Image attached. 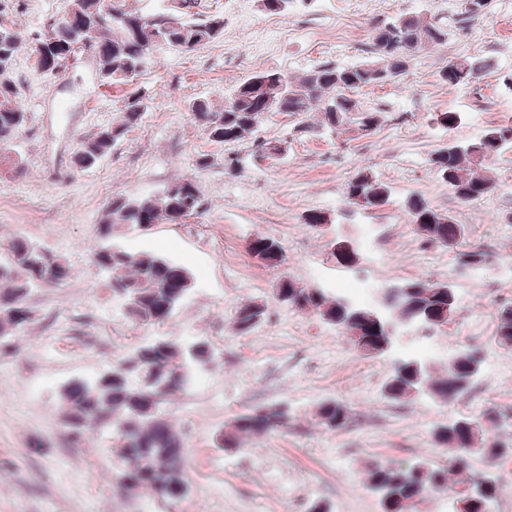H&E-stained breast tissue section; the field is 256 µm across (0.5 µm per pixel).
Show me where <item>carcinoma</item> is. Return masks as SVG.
<instances>
[{"mask_svg":"<svg viewBox=\"0 0 512 512\" xmlns=\"http://www.w3.org/2000/svg\"><path fill=\"white\" fill-rule=\"evenodd\" d=\"M72 20L52 49L43 45V35L31 42V51L42 65L54 70L60 61L77 54L78 43L89 42L96 51L98 75L105 85L127 87L122 119L116 125L100 129L83 140L74 153L73 163L81 170H91L112 148L137 126L147 109V91L134 85L152 61L143 59L141 35L155 29L163 45L183 52L220 40L224 18L212 15L195 23L178 16L148 19L130 9L101 14L100 0H70ZM377 59L348 66L324 63L299 76L289 77L276 69L255 73L261 78L254 86L246 78L224 94V105L213 108L207 100L196 99L188 110L207 138L220 144H232L249 138L256 143L260 158L284 159L278 148L267 146L256 137L264 115L282 112L297 118L299 131L335 133L349 124L376 129L381 113L361 109L353 92L367 86L383 85L405 73L413 55L448 42V26L438 19L420 14H404L370 30ZM20 33L0 27V163L15 173H22L21 162L12 161L9 146L29 121L28 112L17 100L12 80ZM489 58L451 59L440 72L443 83L456 87L469 85L490 69ZM512 150V125H492L467 143L448 142L437 149L430 162L437 177L457 199L466 203L495 190V181L482 174L491 161ZM388 184L364 169L358 170L345 184L344 198L349 207L379 211L391 203ZM198 184L191 179H175L154 195L112 200L101 224L97 225L98 245L92 262L105 278L112 293L126 295L128 314L139 324H163L171 319L193 288L190 271L162 255L130 253L112 244V228L118 224L149 227L165 221L181 224L204 210ZM405 211L415 231L425 242L457 251L456 261L471 270L486 267L492 254L482 247L465 248L467 228L436 211L422 196L404 201ZM249 251L265 255L266 265L278 267L285 262L279 242L258 235L250 240ZM73 276L72 267L61 256L22 234L9 242L0 259V340L10 341V350L18 349L17 340L31 321L27 306L29 295L38 288L59 287ZM409 290L388 307L392 319L404 320L413 310L425 313V323L440 328L453 320L457 312L454 286L447 282L416 278L402 281ZM281 294L303 300L300 310H308L323 322L347 335H372L365 308L341 304L344 297L328 296L301 286L290 277L281 278ZM266 305L247 303L239 306L233 317L237 335L244 336L266 321ZM495 337L498 345L512 348V303L498 309ZM203 345L199 357L189 348L167 340H157L138 347L129 356L117 360L105 375L93 379L74 378L60 390V417L69 441L80 445L91 435L107 437L117 449L115 479L128 491L146 492L154 497L179 500L189 492L184 470L185 443L182 434L168 419L165 406L183 392L196 372L215 365L221 353L203 337L193 340ZM477 350L464 346L448 358L443 373L436 374L429 363L418 368L395 366L385 379L383 396L401 402L414 389L428 397L452 403L465 396L478 376L473 373ZM319 426L329 431L346 427L351 411L335 397L321 400L315 412ZM291 426L290 419L273 404L255 406L238 414L227 429L216 433L214 445L236 449L244 441ZM512 427V413L487 409L478 417L463 416L433 432L435 444L453 453L448 466L440 468L428 459L408 467L374 463L368 466L366 483L380 498L382 512H417L419 501L430 492L446 493L451 512H495L500 486L488 470L467 471L474 458L488 466L512 456V437L503 430Z\"/></svg>","mask_w":512,"mask_h":512,"instance_id":"cac0c4a2","label":"carcinoma"}]
</instances>
